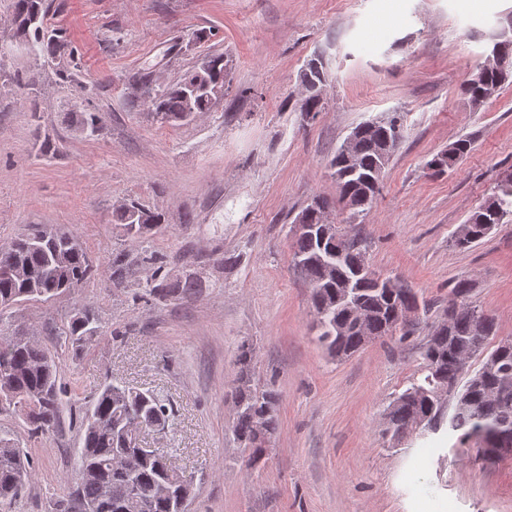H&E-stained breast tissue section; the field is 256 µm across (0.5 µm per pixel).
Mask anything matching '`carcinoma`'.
<instances>
[{"label":"carcinoma","instance_id":"cac0c4a2","mask_svg":"<svg viewBox=\"0 0 512 512\" xmlns=\"http://www.w3.org/2000/svg\"><path fill=\"white\" fill-rule=\"evenodd\" d=\"M15 34L20 44L38 46L46 59L55 60L64 54L75 57V50H66L62 36L44 27L45 0H12ZM509 53L507 72L489 68L480 84L462 83L468 101L489 100L497 95L512 77V26L505 28L499 39ZM207 71L196 69L180 81L158 89L151 97L157 121L177 124L188 102L186 91L199 82L226 86L229 60L224 54L209 57ZM403 125L397 114L379 120H368L353 130L351 153L344 147L336 149L330 167L340 189L349 220L364 215L377 191L370 181L382 177L384 169L402 138ZM471 150V140L461 138L453 143L450 161L441 162L438 173L453 169ZM329 203L317 197L304 208L310 231L293 235V260L311 287L317 340L338 360L351 357L374 340L391 338L399 343L413 336L417 326L409 329L397 323L395 311L399 294L395 279L382 278L372 272L367 245L356 234L344 246L339 236L352 224L336 226V236L323 238L321 209ZM131 214L117 213L118 228L127 241L135 245L145 234L141 229L161 228L159 214L139 203H128ZM512 218V180L504 181L497 190L462 225L455 245L465 249L481 241L504 219ZM51 232L45 244L23 252L12 253L0 247V303L4 298L23 299L25 284L36 283L40 300L49 302L80 285L93 271V264L76 233L61 228L31 225L27 236ZM140 262L153 269L146 281L149 293L182 297L196 292L201 284L194 279L171 281L164 274V257L149 253ZM112 282L121 285L136 273L135 261L126 253L112 255ZM473 284L468 279L453 282L448 295L462 296L450 329V338L443 345L435 343L429 333L423 346L424 377L413 382L396 396L387 408V433L400 441L412 434L425 436L443 428L457 435L465 444L478 431L501 437L498 456L512 453V348L496 347L488 353L479 369L471 370L465 357L484 348L496 335V325L487 318L483 332L478 320L484 311L473 305L470 295ZM99 319L89 308H79L70 317L60 339L68 352L78 355L97 335ZM6 373L12 386V398L0 400V413L12 411L20 416L33 436L45 435L55 429L64 405L58 385L55 357L34 338L17 340L0 336V374ZM234 396L240 407L235 414L232 433L243 446L273 439L278 429L277 407L280 397L273 390L259 392L252 387L250 351L241 346L239 372ZM86 413L95 422H85L78 449V466L72 476L73 491L48 501L47 512H119L118 502L127 491L135 489L145 504V512H177L176 495L185 482L184 470L172 457H150L131 448L140 435H128V420L138 418L145 428L165 426L170 419L169 407L157 395L123 384H107L90 400ZM23 475L24 491L16 492L14 478ZM35 478V467L22 448L0 435V502H16L24 498Z\"/></svg>","mask_w":512,"mask_h":512}]
</instances>
